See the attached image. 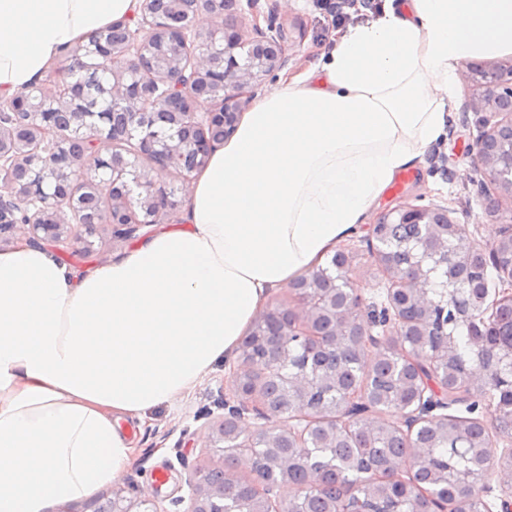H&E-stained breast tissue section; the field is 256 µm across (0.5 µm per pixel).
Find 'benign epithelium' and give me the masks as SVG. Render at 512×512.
Returning a JSON list of instances; mask_svg holds the SVG:
<instances>
[{"mask_svg": "<svg viewBox=\"0 0 512 512\" xmlns=\"http://www.w3.org/2000/svg\"><path fill=\"white\" fill-rule=\"evenodd\" d=\"M237 0H139L138 27H106L71 51L58 74L77 73L70 82L50 87L34 85L26 93L0 100V239L18 223L27 224L32 241L45 240L69 249L88 250L100 225H112V237L130 239L141 229L158 224L178 202L157 185V176L169 170L198 172L208 163L216 144L236 131L241 113L249 105L248 89L285 65L286 34L268 22H255V37L243 38L234 13ZM213 17L214 27L193 29L199 13ZM480 92L465 102V110L482 114L484 130L476 144L477 170L503 193L512 196V65L468 63ZM391 224H423L426 232L396 242L395 253L377 256L376 262L390 286L386 302L362 318L364 303L357 288L336 314V289L318 283V271L291 283L298 292L297 308L263 309L241 346L256 349L232 386L233 401H224L228 413L210 436L224 442V425L242 438L231 450L228 470L189 474L191 490L185 512H217L224 505V480L242 469L252 475L255 497L266 501L268 512H288L278 491L286 481L264 474L266 463L255 452L267 431L277 432L286 448L304 437L310 426L298 429L292 421L312 418L307 397L333 385L330 371L317 365L312 354L334 345L335 336L348 323L357 326L359 346L379 351L417 330L448 336V306L429 297L430 288H459V281L440 278L441 270L459 260L453 245L441 247V237L454 241L467 225L434 206L399 205L380 216L371 237L383 243ZM467 256L481 268L492 261L500 273L497 297L488 300V286L480 281L469 306L472 321L489 327L497 311L512 302V230ZM381 327L375 335L372 328ZM421 384L410 404L389 414L387 425L403 435L406 444L428 425L448 422L445 410L470 399L461 394L465 384L448 396V382L439 381L437 358L413 355L402 347ZM251 370L272 378L292 396L296 410L286 412L270 403L255 405L256 386L244 381ZM254 412L274 424L252 428L246 415ZM377 414L366 387L344 391L337 423L348 427ZM486 435L489 461L478 487L482 497L512 489V475L494 466L497 436L479 420ZM401 482L418 492L421 512H453L448 497L423 485L420 473L408 466Z\"/></svg>", "mask_w": 512, "mask_h": 512, "instance_id": "1", "label": "benign epithelium"}]
</instances>
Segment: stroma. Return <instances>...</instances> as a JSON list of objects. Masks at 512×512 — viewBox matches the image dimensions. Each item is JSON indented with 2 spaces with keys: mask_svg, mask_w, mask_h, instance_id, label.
Wrapping results in <instances>:
<instances>
[{
  "mask_svg": "<svg viewBox=\"0 0 512 512\" xmlns=\"http://www.w3.org/2000/svg\"><path fill=\"white\" fill-rule=\"evenodd\" d=\"M256 13L272 19L287 36V62L275 78L265 79L258 87L257 93L262 96L281 86L283 78L301 74L316 64L330 49L337 28L317 0H256L254 9H242L239 16L244 37H252V16ZM474 89V82L462 81L460 95L450 107L451 118L444 136L432 145L423 162L398 176L388 194L371 211V218L404 203L444 206L454 218L467 224L465 240L471 246L493 242L496 233L512 219V197L504 194L498 197V217L485 212L487 191L475 170L474 150L483 125L476 114L463 109L466 97ZM368 234V225H361L342 246L351 254V277L365 306L379 307L386 299L388 281L368 249ZM92 241L89 255L75 256L64 250L57 254L59 261L71 269L91 271L121 259L130 249L129 243L113 239L108 226L99 227ZM239 366L238 355L219 359L182 396L148 410L142 419L131 421L129 432L134 439V453L130 466L121 478L99 489L92 499L69 502L70 512H96L99 506L116 498L132 504L135 498L128 490L132 482L139 484L162 512H186L191 495L186 483L189 471L224 464L220 452L208 447L206 437L224 414L222 404L232 395Z\"/></svg>",
  "mask_w": 512,
  "mask_h": 512,
  "instance_id": "1",
  "label": "stroma"
}]
</instances>
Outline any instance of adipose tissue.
Listing matches in <instances>:
<instances>
[{
  "label": "adipose tissue",
  "mask_w": 512,
  "mask_h": 512,
  "mask_svg": "<svg viewBox=\"0 0 512 512\" xmlns=\"http://www.w3.org/2000/svg\"><path fill=\"white\" fill-rule=\"evenodd\" d=\"M138 3L0 0V95ZM505 53L512 0H387L215 146L180 223L85 274L25 239L0 252V512H52L122 475V420L233 353L444 134L462 64Z\"/></svg>",
  "instance_id": "ef3b65f1"
}]
</instances>
